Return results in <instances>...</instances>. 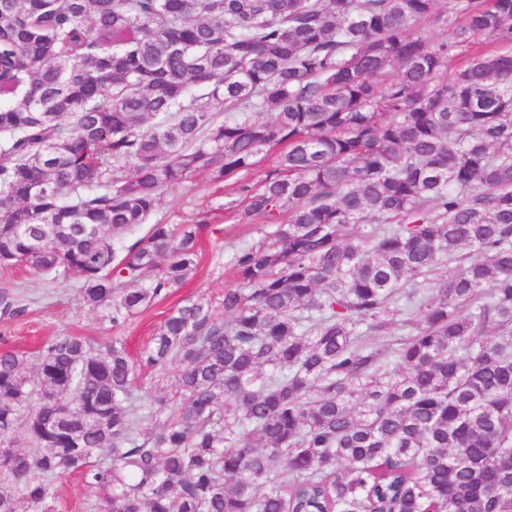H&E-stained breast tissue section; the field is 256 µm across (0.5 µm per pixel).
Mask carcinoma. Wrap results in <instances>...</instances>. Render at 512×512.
<instances>
[{
    "mask_svg": "<svg viewBox=\"0 0 512 512\" xmlns=\"http://www.w3.org/2000/svg\"><path fill=\"white\" fill-rule=\"evenodd\" d=\"M437 2L0 0L1 271L73 276L116 327L207 224L126 233L280 148L220 302L134 358L0 353V512L68 473L104 512H512V0Z\"/></svg>",
    "mask_w": 512,
    "mask_h": 512,
    "instance_id": "1",
    "label": "carcinoma"
}]
</instances>
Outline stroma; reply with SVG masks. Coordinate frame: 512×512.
<instances>
[{"label":"stroma","mask_w":512,"mask_h":512,"mask_svg":"<svg viewBox=\"0 0 512 512\" xmlns=\"http://www.w3.org/2000/svg\"><path fill=\"white\" fill-rule=\"evenodd\" d=\"M235 198V179L218 182L206 173L162 196L154 221L191 224L202 219L211 232L198 242L199 261L191 279L117 327L81 302L76 278L52 283L26 269L0 272V291H8L23 309L14 318L0 316V351L25 353L34 363L44 344L70 334L102 345L117 338L130 355H138L172 309L191 300L219 301L225 289L237 286L229 259L237 247L258 241L262 230L243 220ZM57 512H101V494L87 488L79 475L63 477L57 487Z\"/></svg>","instance_id":"35a3bbf8"}]
</instances>
